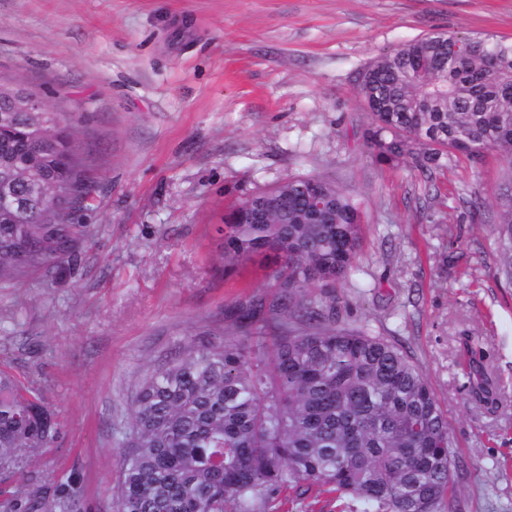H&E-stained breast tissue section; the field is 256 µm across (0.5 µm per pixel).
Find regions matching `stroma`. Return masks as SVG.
<instances>
[{"mask_svg": "<svg viewBox=\"0 0 512 512\" xmlns=\"http://www.w3.org/2000/svg\"><path fill=\"white\" fill-rule=\"evenodd\" d=\"M512 40V0H0V76L64 113L94 192L69 258L0 283V368L34 382L59 427L25 473L112 512L137 378L205 341L265 268L221 263L225 208L314 173L362 203L336 318L402 347L448 418L445 512H512V279L499 254L496 152L429 174L377 163L359 94L380 54L431 32ZM480 195L479 211L468 202ZM482 351L494 399L472 395ZM289 486L266 512H364Z\"/></svg>", "mask_w": 512, "mask_h": 512, "instance_id": "35a3bbf8", "label": "stroma"}]
</instances>
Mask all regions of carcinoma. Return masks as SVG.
Here are the masks:
<instances>
[{
  "mask_svg": "<svg viewBox=\"0 0 512 512\" xmlns=\"http://www.w3.org/2000/svg\"><path fill=\"white\" fill-rule=\"evenodd\" d=\"M432 33L376 57L372 154L421 171L459 155L497 153L499 265L512 275V43ZM0 282L69 256L74 212L93 188L61 113L31 117L0 97ZM224 216V271L273 263L269 290L231 312L229 335L188 343L136 382L119 450L112 512H261L284 486H322L374 512H437L452 492L453 438L438 400L405 351L336 323L325 292L354 269L362 211L319 175L292 177ZM58 435L35 390L0 371V471L22 473ZM75 483L57 484L68 509Z\"/></svg>",
  "mask_w": 512,
  "mask_h": 512,
  "instance_id": "carcinoma-1",
  "label": "carcinoma"
}]
</instances>
